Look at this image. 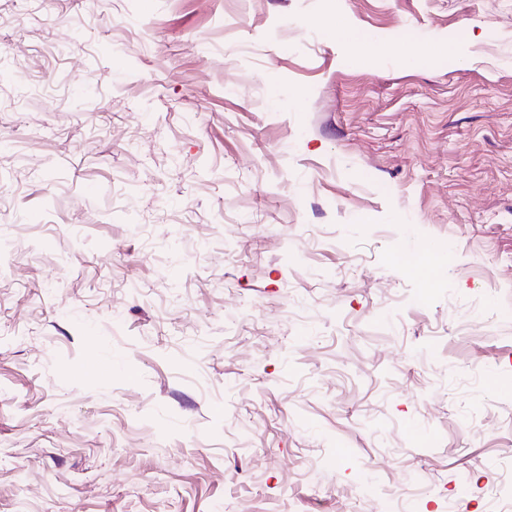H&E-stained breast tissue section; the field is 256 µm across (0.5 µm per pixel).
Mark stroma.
<instances>
[{
	"instance_id": "1",
	"label": "stroma",
	"mask_w": 512,
	"mask_h": 512,
	"mask_svg": "<svg viewBox=\"0 0 512 512\" xmlns=\"http://www.w3.org/2000/svg\"><path fill=\"white\" fill-rule=\"evenodd\" d=\"M504 380L512 0H0V512H512Z\"/></svg>"
}]
</instances>
